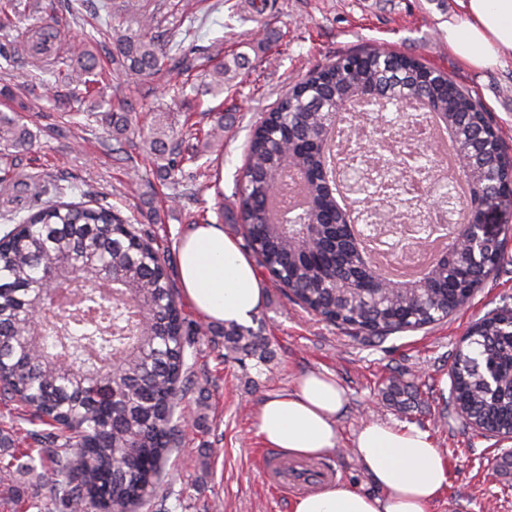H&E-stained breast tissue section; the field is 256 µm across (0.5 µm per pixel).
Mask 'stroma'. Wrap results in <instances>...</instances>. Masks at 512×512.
<instances>
[{
	"mask_svg": "<svg viewBox=\"0 0 512 512\" xmlns=\"http://www.w3.org/2000/svg\"><path fill=\"white\" fill-rule=\"evenodd\" d=\"M49 2L46 12L19 14L12 28L0 29V45L13 46L27 30L56 25L62 41L96 48L106 103L116 110L134 109L144 121L151 112L167 113L177 132L188 117L208 130L213 113L237 107L221 153L209 156L210 177L195 194L176 197L146 154L137 151L131 161L115 160L111 128L85 117L92 103L54 102L35 88L37 71L25 55L0 56V111L19 113L35 137L33 146L17 155L21 169L46 184H68L118 206L164 254H176L178 241L199 216L216 221L222 198L231 195L244 163L250 127L311 67L345 52L381 46L418 55L447 72L486 106L512 156V57L478 70L449 49L448 18L459 13L457 0H267L263 12L246 24L250 40L266 42V49L250 53L248 67L217 98L199 96L198 90L211 68L237 50V43L225 40L223 24L231 6L245 10L250 0H162L154 30L159 44L169 50L193 42L199 57L190 71L166 66L150 76L127 75L112 65L116 38L137 26L133 13L118 5L113 16H106L102 0ZM152 206L161 223L150 221ZM504 252V263L461 311L381 342L308 313L263 276L266 296L255 317L269 339L271 355L264 362L249 358L241 363L227 356L213 323L183 303L185 317L200 331L185 351L191 381L180 402L182 443L165 462L156 495L145 498L138 512H290L292 499L318 483L297 478L288 486H273L265 467L273 451L257 436L253 412L268 395L295 388L311 372L332 373L348 397L338 421L337 449L315 460V467L332 472L335 480L367 488L353 451L359 426L378 421L414 426L429 434L449 464L448 486L430 512H512V470L499 468L512 442L465 428L444 412L450 366L462 337L488 313L512 308V234ZM399 371L412 374L419 386L416 406L406 413L378 394L379 385Z\"/></svg>",
	"mask_w": 512,
	"mask_h": 512,
	"instance_id": "35a3bbf8",
	"label": "stroma"
}]
</instances>
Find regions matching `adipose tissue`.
Here are the masks:
<instances>
[{
	"label": "adipose tissue",
	"mask_w": 512,
	"mask_h": 512,
	"mask_svg": "<svg viewBox=\"0 0 512 512\" xmlns=\"http://www.w3.org/2000/svg\"><path fill=\"white\" fill-rule=\"evenodd\" d=\"M448 21V46L470 67L499 64L512 55V0H460ZM179 279L192 306L214 323L243 322L265 299L264 284L235 241L210 224L195 225L178 244ZM343 388L331 374L304 376L293 390L257 407L256 433L270 448L301 458L335 451L345 410ZM354 453L372 488L344 482L295 497L290 512H429L448 483V464L428 434L416 427L362 424Z\"/></svg>",
	"instance_id": "ef3b65f1"
}]
</instances>
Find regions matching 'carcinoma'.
<instances>
[{
    "label": "carcinoma",
    "mask_w": 512,
    "mask_h": 512,
    "mask_svg": "<svg viewBox=\"0 0 512 512\" xmlns=\"http://www.w3.org/2000/svg\"><path fill=\"white\" fill-rule=\"evenodd\" d=\"M54 27L37 29L23 50L39 60L38 69L57 76L56 88L69 86L51 55ZM85 76L84 98L98 96L95 53L82 46L69 58ZM112 64L130 75L147 76L161 67L147 16L138 29L120 36ZM249 64L236 52L214 66L204 93L216 98ZM375 100L391 111L405 103L438 113L447 130L458 131L450 147L467 172L470 197L500 213L512 232V159L485 107L447 73L411 54L374 49L344 53L310 69L288 89L250 131L246 162L235 182L233 207L220 212L227 224L245 226L247 246L258 265L304 308L367 338L432 326L463 307L488 274L505 260L502 243L481 258L450 244L423 277L388 280L365 260L325 177L324 128L351 106ZM231 113H218L201 149L182 148L163 112L139 123L137 113L109 109L101 120L118 137L114 151L147 148L165 161L160 176L178 195L192 193L208 173L200 163L212 142L224 134ZM32 146L26 126L0 112V151ZM294 172L305 187V203L293 222L270 216V183ZM0 186L20 190L37 205L25 216L13 213L14 227L0 236V396L32 410V415L76 441L49 433V460L61 474L44 512H123L154 494L162 465L180 443L175 397L189 378L185 349L197 332L185 321L171 287L166 261L153 240L111 207L83 193L68 201L70 187H47L38 176L6 167ZM79 252L102 257L124 285L106 292L103 283L62 280L36 298L40 268ZM38 340L35 354L17 344L25 328ZM224 350L264 361L269 340L262 330L227 323L218 331ZM499 372L488 383L484 354ZM113 385L118 409L107 412L93 387ZM382 400L408 410L418 385L400 371L378 389ZM448 410L465 426L494 436L512 431V309L476 322L455 351L450 369ZM36 470L32 449L0 458V468Z\"/></svg>",
    "instance_id": "1"
}]
</instances>
